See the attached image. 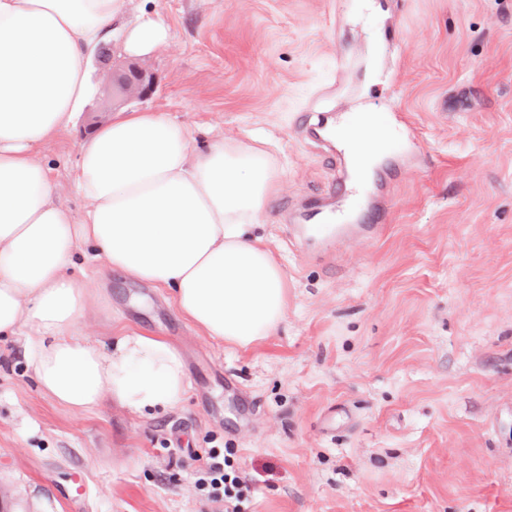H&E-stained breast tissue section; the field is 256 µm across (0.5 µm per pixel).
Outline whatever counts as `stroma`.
Segmentation results:
<instances>
[{"label": "stroma", "mask_w": 512, "mask_h": 512, "mask_svg": "<svg viewBox=\"0 0 512 512\" xmlns=\"http://www.w3.org/2000/svg\"><path fill=\"white\" fill-rule=\"evenodd\" d=\"M144 13L171 39L144 60L156 90L140 108L261 138L281 162L261 233L288 310L242 350L204 336L169 290L87 266L107 301L78 336L167 337L188 394L148 417L76 415L1 337L0 512H224L197 485L211 448L244 480L235 512H512V0H130L128 19ZM119 59L105 44L75 126L43 151L77 213L70 172ZM326 112L392 133L349 197L334 141L303 131ZM383 192V234L340 237L337 213L368 223Z\"/></svg>", "instance_id": "1"}]
</instances>
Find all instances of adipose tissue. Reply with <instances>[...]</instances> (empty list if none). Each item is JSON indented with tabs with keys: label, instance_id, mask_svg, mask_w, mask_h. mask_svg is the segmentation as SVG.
<instances>
[{
	"label": "adipose tissue",
	"instance_id": "obj_1",
	"mask_svg": "<svg viewBox=\"0 0 512 512\" xmlns=\"http://www.w3.org/2000/svg\"><path fill=\"white\" fill-rule=\"evenodd\" d=\"M128 0H0V337H22L27 364L54 402L80 414L115 403L148 416L176 408L188 380L164 337L124 330L106 349L78 338L101 291L75 275L80 259L170 290L206 336L238 348L272 335L288 308V277L252 233L282 174L261 140H213L154 110L100 125L71 180L89 207L75 214L39 154L66 134L88 91V62ZM169 27L149 15L120 47L148 56Z\"/></svg>",
	"mask_w": 512,
	"mask_h": 512
}]
</instances>
